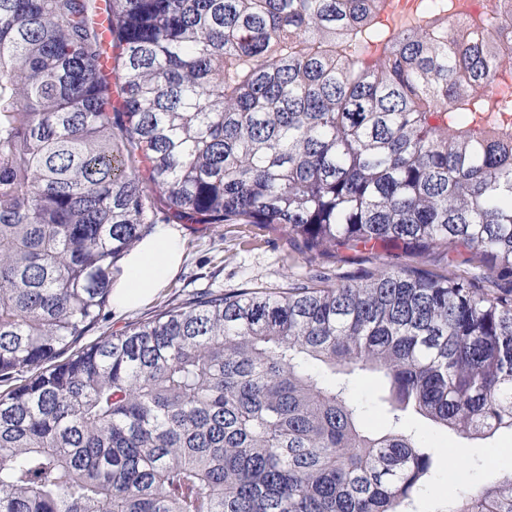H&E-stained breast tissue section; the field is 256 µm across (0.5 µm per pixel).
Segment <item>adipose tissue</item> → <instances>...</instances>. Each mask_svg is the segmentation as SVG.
<instances>
[{"mask_svg":"<svg viewBox=\"0 0 512 512\" xmlns=\"http://www.w3.org/2000/svg\"><path fill=\"white\" fill-rule=\"evenodd\" d=\"M182 259L179 234L169 228H157L128 252L112 290L113 307L128 312L149 302L167 287Z\"/></svg>","mask_w":512,"mask_h":512,"instance_id":"ef3b65f1","label":"adipose tissue"}]
</instances>
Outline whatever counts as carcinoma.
Instances as JSON below:
<instances>
[{"label": "carcinoma", "mask_w": 512, "mask_h": 512, "mask_svg": "<svg viewBox=\"0 0 512 512\" xmlns=\"http://www.w3.org/2000/svg\"><path fill=\"white\" fill-rule=\"evenodd\" d=\"M0 0V512H409L421 420L512 432V57L498 0ZM286 224L373 270L104 331L154 224ZM467 251L450 276L393 250ZM378 375L387 428L352 381ZM443 512H512V472ZM462 7L459 12L448 15V27L455 30L459 34H467L466 19H478L482 12L483 0H459ZM464 21L463 25H459Z\"/></svg>", "instance_id": "carcinoma-1"}]
</instances>
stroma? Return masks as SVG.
<instances>
[{"mask_svg": "<svg viewBox=\"0 0 512 512\" xmlns=\"http://www.w3.org/2000/svg\"><path fill=\"white\" fill-rule=\"evenodd\" d=\"M186 259L167 288L150 302L131 312H111L106 325L119 331L133 321H144L166 305L186 301L210 290L227 292L243 288L275 292L292 280L316 269L329 278L371 269L368 255L349 265L328 256L307 260L295 251L283 224H182ZM436 450L434 475L416 500V512H442L449 495L460 488L481 485L512 470V434L500 433L487 440H465L423 422L413 425ZM461 464L449 468L447 459Z\"/></svg>", "mask_w": 512, "mask_h": 512, "instance_id": "35a3bbf8", "label": "stroma"}]
</instances>
